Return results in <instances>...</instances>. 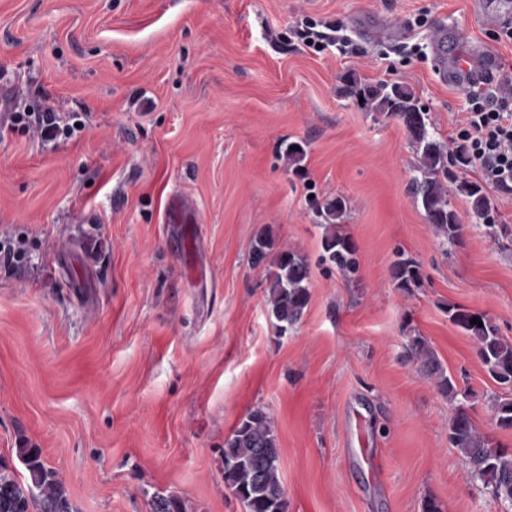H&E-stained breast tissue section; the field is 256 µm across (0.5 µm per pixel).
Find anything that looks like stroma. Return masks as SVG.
<instances>
[{
	"instance_id": "stroma-1",
	"label": "stroma",
	"mask_w": 512,
	"mask_h": 512,
	"mask_svg": "<svg viewBox=\"0 0 512 512\" xmlns=\"http://www.w3.org/2000/svg\"><path fill=\"white\" fill-rule=\"evenodd\" d=\"M338 22L315 52L303 19ZM402 29L367 37L377 20ZM512 0H0V97L85 113L42 148L0 142V461L39 448L74 512H245L224 483V441L254 407L274 421L288 512H505L448 442L454 406L408 355L425 338L494 443L504 390L449 321L459 305L512 339V195L490 218L456 191L448 244L414 201L419 157L403 125L343 91L347 76L408 87L449 145L466 91L440 80L432 43L492 52ZM350 52H343L341 42ZM305 146L303 174L284 155ZM347 201L359 278L321 263L311 199ZM311 267L300 321L280 332L251 246ZM419 288H395V253Z\"/></svg>"
}]
</instances>
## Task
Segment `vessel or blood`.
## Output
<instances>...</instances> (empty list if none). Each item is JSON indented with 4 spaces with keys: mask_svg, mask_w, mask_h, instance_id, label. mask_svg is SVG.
Returning a JSON list of instances; mask_svg holds the SVG:
<instances>
[{
    "mask_svg": "<svg viewBox=\"0 0 512 512\" xmlns=\"http://www.w3.org/2000/svg\"><path fill=\"white\" fill-rule=\"evenodd\" d=\"M455 37V32L445 26L436 32L433 45L440 78L462 88L491 84L497 76L495 56L489 53L479 57L469 54L449 56L450 42Z\"/></svg>",
    "mask_w": 512,
    "mask_h": 512,
    "instance_id": "obj_1",
    "label": "vessel or blood"
}]
</instances>
